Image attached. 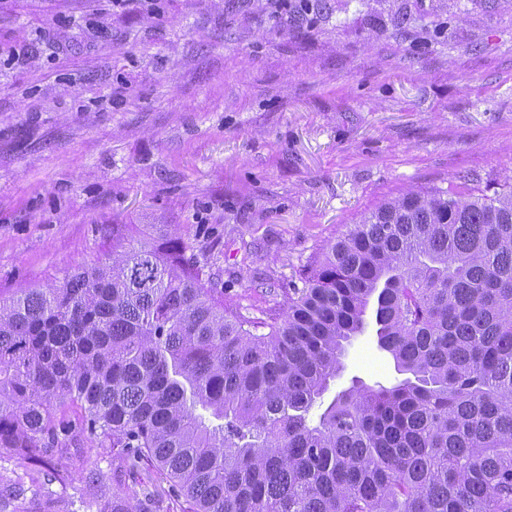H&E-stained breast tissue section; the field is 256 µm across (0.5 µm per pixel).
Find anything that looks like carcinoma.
Here are the masks:
<instances>
[{"label":"carcinoma","mask_w":512,"mask_h":512,"mask_svg":"<svg viewBox=\"0 0 512 512\" xmlns=\"http://www.w3.org/2000/svg\"><path fill=\"white\" fill-rule=\"evenodd\" d=\"M170 224L0 297V449L156 467L187 512H512V189L409 191L329 242L283 314L242 318ZM373 310L406 378L317 422ZM77 408L75 422L53 409Z\"/></svg>","instance_id":"obj_1"}]
</instances>
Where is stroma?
I'll list each match as a JSON object with an SVG mask.
<instances>
[{
	"instance_id": "stroma-1",
	"label": "stroma",
	"mask_w": 512,
	"mask_h": 512,
	"mask_svg": "<svg viewBox=\"0 0 512 512\" xmlns=\"http://www.w3.org/2000/svg\"><path fill=\"white\" fill-rule=\"evenodd\" d=\"M512 182V0H0V295L175 224L243 316L283 312L326 244L412 189ZM314 404L401 379L374 330ZM186 512L149 465L0 455V512Z\"/></svg>"
}]
</instances>
